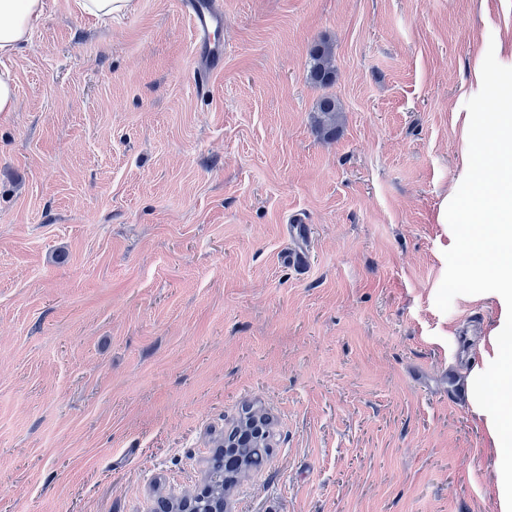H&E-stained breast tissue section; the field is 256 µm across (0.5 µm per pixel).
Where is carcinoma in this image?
Listing matches in <instances>:
<instances>
[{"label":"carcinoma","mask_w":512,"mask_h":512,"mask_svg":"<svg viewBox=\"0 0 512 512\" xmlns=\"http://www.w3.org/2000/svg\"><path fill=\"white\" fill-rule=\"evenodd\" d=\"M309 70L310 80L322 87L333 83L335 70L332 53L328 45L315 46L311 53ZM320 117L318 126L327 137L336 135V114L339 106L331 96L323 97L318 105ZM269 454L267 438H253L247 434V428L239 426L222 438L210 460L209 480L199 490L181 498L162 497L167 512H184L189 506L190 512H224V500L229 495L238 476L249 469L261 466Z\"/></svg>","instance_id":"cac0c4a2"}]
</instances>
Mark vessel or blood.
<instances>
[{
    "instance_id": "1",
    "label": "vessel or blood",
    "mask_w": 512,
    "mask_h": 512,
    "mask_svg": "<svg viewBox=\"0 0 512 512\" xmlns=\"http://www.w3.org/2000/svg\"><path fill=\"white\" fill-rule=\"evenodd\" d=\"M181 8L191 26L197 87L205 90L224 68V46L213 38L224 27V10L218 0H181Z\"/></svg>"
}]
</instances>
